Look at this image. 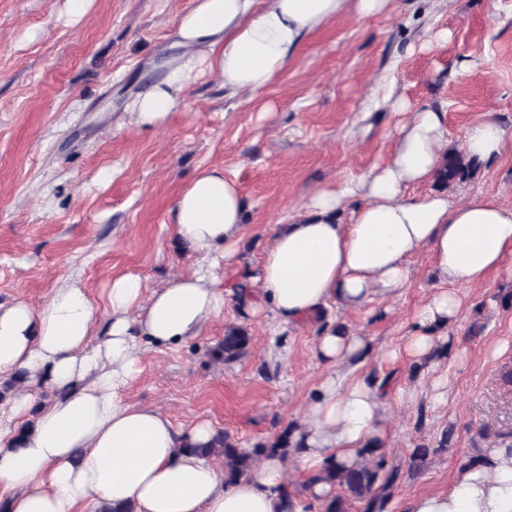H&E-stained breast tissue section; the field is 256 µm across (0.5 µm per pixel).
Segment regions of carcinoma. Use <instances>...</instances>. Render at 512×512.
Returning a JSON list of instances; mask_svg holds the SVG:
<instances>
[{
	"label": "carcinoma",
	"mask_w": 512,
	"mask_h": 512,
	"mask_svg": "<svg viewBox=\"0 0 512 512\" xmlns=\"http://www.w3.org/2000/svg\"><path fill=\"white\" fill-rule=\"evenodd\" d=\"M477 167V160L466 154L449 152L439 170L437 183L447 188L470 177ZM250 336L242 326H231L224 333L219 350L224 362H234L248 351ZM296 428L289 427L274 440L258 443L251 449L238 446L229 434L216 432L208 444L194 447L192 451L203 457H216L224 463V476L236 481L249 476L257 463L268 457L288 459L302 448V440L295 437ZM400 476L399 468L388 465L381 452L380 441L372 440L360 453V459L350 467L331 464L310 478V482H323L341 488L345 496L324 499V512H347L346 498L363 504V512H387L393 488Z\"/></svg>",
	"instance_id": "1"
}]
</instances>
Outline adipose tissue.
Listing matches in <instances>:
<instances>
[{"label":"adipose tissue","mask_w":512,"mask_h":512,"mask_svg":"<svg viewBox=\"0 0 512 512\" xmlns=\"http://www.w3.org/2000/svg\"><path fill=\"white\" fill-rule=\"evenodd\" d=\"M386 0H194L172 33L176 54L163 58L164 76L130 108L144 126L162 121L202 69L217 72L228 96L268 87L304 40L346 8L362 16ZM445 112L426 107L400 128L391 160L340 189L314 194L297 218L274 235L252 274L244 300L249 315L271 312L292 325L331 305L359 310L399 296L411 277L410 260L429 250L441 287L415 313L401 351L431 358L437 329L456 318L461 291L484 283L512 263V207L473 193L455 203L442 193L409 194L435 180L447 142ZM504 131L493 118L474 125L466 154L489 161L500 154ZM352 205V221L337 213ZM246 202L222 168L200 169L168 210L174 235L199 254L194 270L147 291L128 274L107 291L110 318L94 339L95 306L69 283L39 308L0 304V379L25 374L30 390L0 404V500L8 512H278L284 485L280 459L261 461L234 482L220 467L193 454L213 435L209 422L177 429L160 410L124 397L143 347H165L198 336L224 310L214 271L236 254ZM363 336L322 327L316 353L328 373L305 412L300 469L354 464L362 448L384 436L392 394L367 375L339 373L367 356ZM51 399L34 407L32 387ZM402 512H512V448H484L478 463L459 468L447 490L410 497Z\"/></svg>","instance_id":"ef3b65f1"}]
</instances>
